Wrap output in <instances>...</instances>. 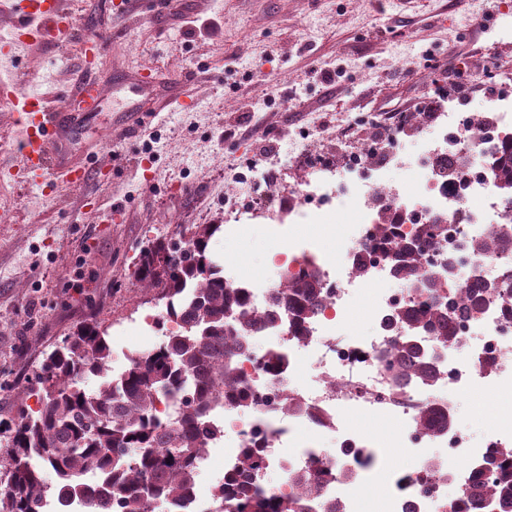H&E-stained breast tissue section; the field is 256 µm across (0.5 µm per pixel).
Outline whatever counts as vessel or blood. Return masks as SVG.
Returning <instances> with one entry per match:
<instances>
[{"mask_svg":"<svg viewBox=\"0 0 512 512\" xmlns=\"http://www.w3.org/2000/svg\"><path fill=\"white\" fill-rule=\"evenodd\" d=\"M16 38L0 47V56L10 57L17 46L30 42H57L70 34L72 18L63 0H14ZM0 103L10 106L17 114L23 134L18 145V170L27 179L46 183L52 169L64 171L69 183H81L87 178L86 165L71 162L66 149L58 142V132L74 126L73 112H53L47 109L39 95L19 93L8 83L0 84Z\"/></svg>","mask_w":512,"mask_h":512,"instance_id":"vessel-or-blood-1","label":"vessel or blood"}]
</instances>
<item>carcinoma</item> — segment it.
Wrapping results in <instances>:
<instances>
[{
	"label": "carcinoma",
	"instance_id": "obj_1",
	"mask_svg": "<svg viewBox=\"0 0 512 512\" xmlns=\"http://www.w3.org/2000/svg\"><path fill=\"white\" fill-rule=\"evenodd\" d=\"M499 183L512 185V141L504 143L495 158ZM397 219L379 223V242L401 279L434 292L438 283L418 277L423 252L410 243L395 241ZM223 230L221 224H195L189 236L177 241L159 239L150 252L141 254L134 278L141 288L153 291L167 304L168 314L181 320L182 328L165 337L158 349L129 358L120 373H111L112 350L106 332L95 320L80 324L46 356L37 383H50L41 391L36 410L23 409L0 453V467L8 482L0 491V512H41L43 498L52 495L65 502L79 501L85 512H151L153 503H169L189 496L196 487L198 461L206 442L219 435L211 413L229 402L248 407L253 394L241 380L239 359L249 351L255 329L275 327L283 316L291 319L299 336L307 324L322 285L320 271L296 276L288 273L275 289L269 305L248 307L247 288L224 278V267L208 254L210 240ZM512 243V223L490 227L473 241V250L490 253ZM458 309L474 316L480 299L467 289L446 303L436 299L424 314L399 309L392 321L409 330L432 329L442 342L454 341L448 311ZM395 379L429 382L434 372L425 354L410 337L396 345ZM286 364L276 349L263 355L262 366L279 372ZM102 378L90 391L85 378ZM173 400L177 411L168 419L156 413V404ZM422 430H438L443 419L433 403L418 412ZM503 469L480 486V498L497 512H512V446L498 452ZM260 450L243 446L237 475L228 478L230 490L221 492L219 512H308L319 496L315 478L295 475L301 492L288 496L276 486L253 489L240 477L259 468ZM101 473L96 483L87 473Z\"/></svg>",
	"mask_w": 512,
	"mask_h": 512
}]
</instances>
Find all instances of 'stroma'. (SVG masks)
<instances>
[{"label":"stroma","instance_id":"stroma-1","mask_svg":"<svg viewBox=\"0 0 512 512\" xmlns=\"http://www.w3.org/2000/svg\"><path fill=\"white\" fill-rule=\"evenodd\" d=\"M65 3L74 18L67 38L0 59V82L43 94L57 109L80 95L87 29L105 38L95 60L102 95L68 134L90 168L86 182L52 195L9 175L22 130L0 105L8 134L0 209L14 216L0 223V443L21 406L36 408L45 354L78 324L94 319L106 330L116 373L128 354L151 347L136 328L162 303L132 279L144 247L217 223L224 234L210 243L216 258L241 279L276 283L270 253L302 236L337 253L352 221L286 223L307 147L341 166L371 137L363 114L400 112L412 118L404 150L414 151L430 125L418 105L446 85L427 68L425 48L477 81L463 98L467 112L488 101L486 77L499 84L512 72V0H180L189 20L214 23L203 37L157 0H132L122 11L114 0ZM339 64L343 77L323 84L320 71ZM150 72L158 79L149 86ZM170 77L181 95L139 121ZM246 165L275 175L277 198L262 182L234 184ZM247 199L257 215L243 221Z\"/></svg>","mask_w":512,"mask_h":512}]
</instances>
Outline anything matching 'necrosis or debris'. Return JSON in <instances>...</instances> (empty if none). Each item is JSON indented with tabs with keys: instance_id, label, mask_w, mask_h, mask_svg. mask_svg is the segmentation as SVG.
I'll return each instance as SVG.
<instances>
[{
	"instance_id": "necrosis-or-debris-1",
	"label": "necrosis or debris",
	"mask_w": 512,
	"mask_h": 512,
	"mask_svg": "<svg viewBox=\"0 0 512 512\" xmlns=\"http://www.w3.org/2000/svg\"><path fill=\"white\" fill-rule=\"evenodd\" d=\"M486 112L488 122L476 133L469 114L452 105L442 108L435 128L410 155L399 153L398 129L385 121L378 142L360 143L344 172L307 170L289 221L328 225L342 212H352L350 243L340 256L331 257L318 239L304 238L272 255L273 267L294 275L317 266L323 297L306 336L294 335L284 324L264 329L240 358L243 383L259 401L248 409L227 404L214 412L221 434L207 449L223 451L224 468L211 472V489L236 471L242 446L254 438L263 443L265 463L248 475L251 486L268 484L274 473L281 478L282 492L293 495L297 488L288 482L289 472L326 469L332 477L323 484L321 499L340 505L341 512H448L452 503L462 512H486L471 506L474 484L497 474L498 449L512 445V316L505 310L512 302V245L479 253L472 243L488 225L512 222V202L500 195L491 172L501 142L512 136V91L489 100ZM401 171L407 179H398ZM388 211L400 217V241L419 239L426 270L441 281L445 296L473 288L482 299L478 318L458 320L454 345L440 344L427 328L413 331L436 371L433 388L413 381L391 387L387 364L403 336L392 325V315L405 306L426 309L433 298L411 285L374 292V285L397 279L391 260L371 251ZM360 259L365 262L361 271L356 268ZM368 292L373 295L369 335L346 332L356 300ZM268 346L285 356L283 372L262 368L260 357ZM306 368L312 382L302 385L298 377ZM437 388L452 390L455 400L433 398ZM478 388L500 395L484 413L494 428L481 441L453 421L431 433L418 428V404L436 400L450 415L456 399ZM288 397L302 402L305 412L282 415L279 404ZM353 411L394 420L400 429L387 480L367 502L359 490L371 481L381 459L374 444L348 425ZM323 437L333 438V447H317Z\"/></svg>"
}]
</instances>
